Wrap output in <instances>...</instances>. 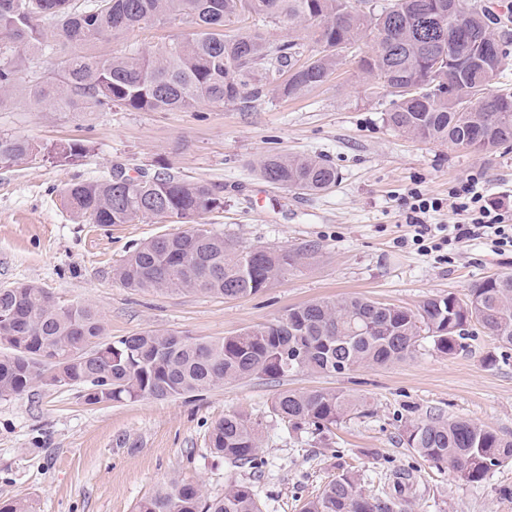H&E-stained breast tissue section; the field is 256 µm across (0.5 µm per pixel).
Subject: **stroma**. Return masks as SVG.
<instances>
[{"label": "stroma", "mask_w": 512, "mask_h": 512, "mask_svg": "<svg viewBox=\"0 0 512 512\" xmlns=\"http://www.w3.org/2000/svg\"><path fill=\"white\" fill-rule=\"evenodd\" d=\"M157 24L89 47L97 56L145 52L181 33ZM365 34L320 87L288 99L267 93L250 107L201 112H99L76 104L65 112L34 105L27 91L0 99V133L49 147L80 140L84 157L0 165V286L33 282L63 303L97 308L108 336L143 330L217 339L274 322L290 308L319 299L364 296L416 308L431 295L465 296L488 276L512 272V254L477 242L460 244L451 262L435 263L409 244L405 199L411 189L447 198L475 177L512 204V151L487 158L424 143L384 121L390 96L375 93L359 71L372 50ZM273 153L322 155L339 179L308 195L262 179L257 161ZM170 169L202 180L224 197L205 215L208 229L239 245L287 249L315 246L300 269L240 298L200 292L152 294L123 287L112 271L136 245L175 232L173 224H82L60 192L75 181ZM490 336L475 334L465 351L445 356L425 346L387 366L342 375L292 373L253 377L163 400L87 404L82 389L36 386L0 398V506L26 501L31 512H133L135 504L174 477L201 483L212 495L251 484L262 512H300L338 472L356 475L377 494L391 471L416 468L411 512H512V464L469 484L435 467L401 440L410 422L459 416L512 437V359L490 363ZM328 389L364 399L332 438L290 435L270 411L283 391ZM241 413L262 436L261 475L212 453L208 434L224 415Z\"/></svg>", "instance_id": "1"}]
</instances>
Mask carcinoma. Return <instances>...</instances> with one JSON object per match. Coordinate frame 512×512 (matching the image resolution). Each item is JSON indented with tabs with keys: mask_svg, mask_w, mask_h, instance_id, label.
I'll use <instances>...</instances> for the list:
<instances>
[{
	"mask_svg": "<svg viewBox=\"0 0 512 512\" xmlns=\"http://www.w3.org/2000/svg\"><path fill=\"white\" fill-rule=\"evenodd\" d=\"M490 11L464 0H388L363 11L353 0H0V91L30 85L34 100L56 112L78 102L98 110L175 112L202 104L245 107L273 90L298 98L323 85L366 32L376 47L358 60L362 73L395 97L385 122L412 138L474 154L512 148V95L488 96L507 52L490 31ZM179 21L191 33L155 51L120 56L70 53L56 73L32 83L31 57L57 46L94 45L149 22ZM302 26L313 47L274 44L266 27ZM87 147L76 140L47 150L28 138L0 134V162L17 164L42 153L74 162ZM261 176L281 188L316 195L336 185V167L320 156L272 154L258 161ZM71 213L88 224L161 220L188 228L132 249L114 269L124 287L157 294L203 291L221 297L255 294L291 274L315 250L242 247L199 219L224 208L203 181L168 172L128 183L79 181L62 191ZM493 338L501 358L512 357V273L475 283L465 298H426L417 309L358 296L319 300L288 310L280 320L234 336L196 339L147 330L112 339L99 311L61 304L34 284L0 287V397L19 396L52 381L84 390L108 385L111 401L167 399L250 377L290 373L343 374L386 366L427 342L440 354L466 348L470 328ZM271 412L295 434H333L366 402L330 391H283ZM403 442L423 460L446 465L478 483L512 462V440L465 418L428 417L407 425ZM258 429L229 414L209 433L213 453L239 468H258ZM388 489L370 496L352 473L329 481L302 512H406L412 474L395 471ZM135 512H261L247 483L211 496L173 478L141 499Z\"/></svg>",
	"mask_w": 512,
	"mask_h": 512,
	"instance_id": "obj_1",
	"label": "carcinoma"
}]
</instances>
